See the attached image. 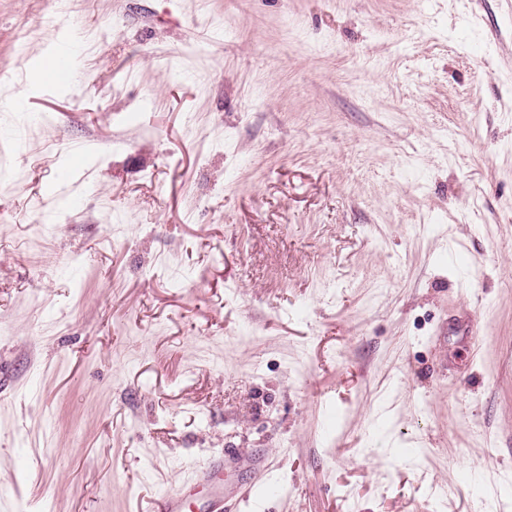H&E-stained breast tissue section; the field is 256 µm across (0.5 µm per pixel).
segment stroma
Listing matches in <instances>:
<instances>
[{
	"label": "stroma",
	"mask_w": 512,
	"mask_h": 512,
	"mask_svg": "<svg viewBox=\"0 0 512 512\" xmlns=\"http://www.w3.org/2000/svg\"><path fill=\"white\" fill-rule=\"evenodd\" d=\"M1 363L0 512H512V0H0ZM48 67L58 81L64 80L71 68V60L66 53H56L47 61ZM47 68L46 63L41 65L37 76L43 82H52V73ZM262 464L263 460L259 457L243 459L233 451H226L223 457L211 462L208 467L196 471L193 478L197 483L209 484L222 472H234L239 468L260 469Z\"/></svg>",
	"instance_id": "35a3bbf8"
}]
</instances>
